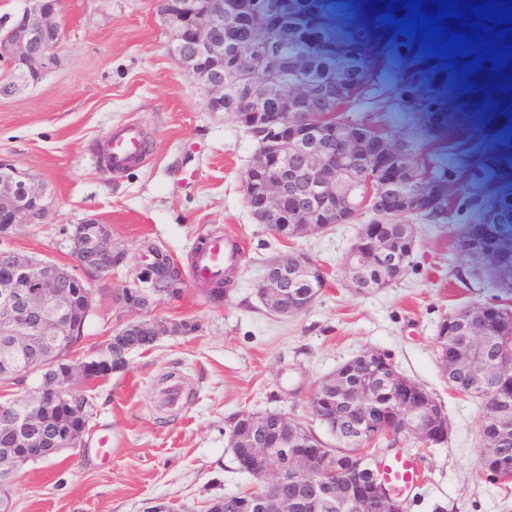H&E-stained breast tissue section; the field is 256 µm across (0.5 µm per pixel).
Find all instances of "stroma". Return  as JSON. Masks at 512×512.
<instances>
[{"label": "stroma", "mask_w": 512, "mask_h": 512, "mask_svg": "<svg viewBox=\"0 0 512 512\" xmlns=\"http://www.w3.org/2000/svg\"><path fill=\"white\" fill-rule=\"evenodd\" d=\"M158 5L63 0L56 66L32 88L0 95V156L42 184L49 204L42 223L17 228L5 246L68 266L75 226L94 220L126 253L122 266L89 278L95 310L76 357L128 318L113 297L148 241L187 278L179 296L154 298L147 318L196 325L133 351L87 389L93 413L81 445L23 468L10 489L13 512H204L207 502L254 485L228 446L237 415L277 412L317 428L315 386L366 349L390 355L441 402L451 425L447 442L416 451L421 481L406 512H512V482L478 466L481 401L449 385L435 348L442 320L462 304L492 300V291L450 284L457 257L438 224L417 223L403 278L358 291L345 273L358 223L295 239L256 223L244 192L256 142L233 115L206 109L205 92L170 52ZM381 13L363 5L337 19L336 33L355 42L366 77L398 85L402 109L388 113L389 127L451 164L449 193L474 209L468 231L493 237L496 225L512 224V90L503 86L512 62L500 72L484 62L461 93L447 62L425 56L419 41L393 47ZM129 122L149 144L146 163L102 171L106 140ZM210 232L244 251L220 303L189 276L198 240ZM293 251L317 260L329 284L307 311L282 317L260 301L257 285L269 260ZM164 374L183 389L177 405L163 402Z\"/></svg>", "instance_id": "1"}]
</instances>
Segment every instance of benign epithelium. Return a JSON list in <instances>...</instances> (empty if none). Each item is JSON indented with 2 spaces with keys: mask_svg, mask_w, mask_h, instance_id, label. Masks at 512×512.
<instances>
[{
  "mask_svg": "<svg viewBox=\"0 0 512 512\" xmlns=\"http://www.w3.org/2000/svg\"><path fill=\"white\" fill-rule=\"evenodd\" d=\"M62 0H26L22 15L13 21L0 22V63L22 72L43 77L56 63V50L62 31L54 18ZM188 15L179 17L162 13L171 31L170 50L183 69L204 89L207 106L212 112H224V94L228 83L224 78V36L215 33V15L211 9L196 2L187 5ZM259 27L236 39L238 59L249 64L248 99L258 104L273 88V77L266 65L256 58L255 43ZM283 109L273 117L261 112L252 117L249 131L264 138L263 149L256 156L245 177V195L252 216L259 224L281 233L276 219L285 217L288 227L303 235L317 234L333 223L345 218L337 216L344 198L346 184L352 180L353 167L362 164L370 168L374 186L376 210L387 218L394 216H419L434 208L433 198L425 190L408 195L398 185L411 178L416 165L407 144L396 137L379 131L373 137L370 151L362 159L352 157L353 147L349 134L336 130L340 143V159L330 164L323 149V125L314 121L300 123L296 111L307 107L309 112H325L330 105L313 98L312 89L301 84L285 95ZM299 155L307 168L310 181L306 189L313 191V207L297 203L294 171L288 166V156ZM0 183L8 190L0 191V227L9 234L20 224H37L47 214L45 195L33 179L16 167L13 161L0 158ZM84 225L76 226L70 236L72 254L81 269H86L83 258L85 244L80 242ZM98 232L91 243L99 255L110 257V265L97 269L106 273L124 261L123 253L112 246V234L104 224L96 225ZM400 241L392 238L388 224H363L350 245L349 261L357 264H378L390 270L392 278L379 279L376 287L384 288L399 280L406 268L397 265L400 248L413 249L415 225L402 224ZM319 265L312 259L305 260L299 268L288 262L274 259L257 293L265 305L279 308L278 301L288 294L289 284L301 277L313 280ZM169 272L167 287L180 288L185 279L180 264L174 259H162L142 253L135 267L132 283L117 297V303L136 313L142 310L144 299L155 297V288L163 280L162 273ZM78 282L83 287L82 308L85 314L93 309V297L85 280L68 267L53 261L30 259L13 249H0V338L14 348L29 353V361L0 374V386L11 387L19 381L35 377L40 382V400L61 416L62 429L52 438L33 436L24 440V447L31 454L44 458L41 448L52 444L57 451L77 446L83 437L91 415L92 404L81 394L83 388L97 383L112 374L115 351L113 340L107 339L88 357L74 360L62 351L46 352L36 340L38 336H67L69 331L62 314L50 315L55 304H67L65 285ZM321 291L312 289L298 296L294 309L283 315H297L309 309ZM458 313L446 317L440 325L436 345L439 361L448 382H457L458 376L467 371L470 383L484 377L490 366L480 357L485 336V325L468 328L471 345L458 342L456 330ZM130 327L141 329L157 339L163 335L158 321L131 318L116 330L121 336ZM503 342L505 358L496 369V382L488 392L487 400L504 403L512 397V319L502 322L498 331ZM336 384L348 390L342 403L353 412V424L359 437L370 438L363 448L346 455L344 469L328 471L321 454L323 445L302 439L299 426L285 416L277 414H243L233 423L229 432V447L240 470L257 481L253 488V502L261 512H280L288 503L275 495L279 478L286 469H296L305 476L318 480L310 486L307 495L296 494L291 503L303 512H319L324 497L338 483L346 485L342 504L368 505L378 502L386 512H405L400 508L403 499L380 486L372 472H363L362 465L382 436L393 432L413 438L425 447L440 445L448 440L450 424L443 406L414 380L401 374L391 357L378 350H365L341 365L333 373ZM481 469L504 481H512V458L496 452L490 444L482 445Z\"/></svg>",
  "mask_w": 512,
  "mask_h": 512,
  "instance_id": "7a95c632",
  "label": "benign epithelium"
}]
</instances>
